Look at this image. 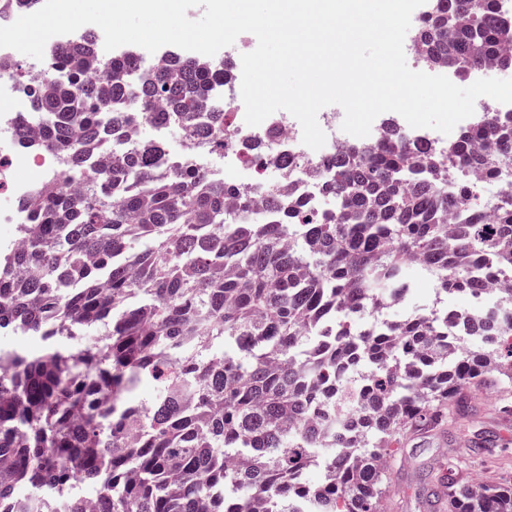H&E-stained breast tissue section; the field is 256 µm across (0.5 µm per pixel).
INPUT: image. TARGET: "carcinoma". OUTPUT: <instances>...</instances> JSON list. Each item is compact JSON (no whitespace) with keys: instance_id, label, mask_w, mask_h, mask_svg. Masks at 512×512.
I'll list each match as a JSON object with an SVG mask.
<instances>
[{"instance_id":"cac0c4a2","label":"carcinoma","mask_w":512,"mask_h":512,"mask_svg":"<svg viewBox=\"0 0 512 512\" xmlns=\"http://www.w3.org/2000/svg\"><path fill=\"white\" fill-rule=\"evenodd\" d=\"M424 59L467 75L512 67V15L498 0H432L414 36ZM140 56L107 62L85 30L51 54L57 77L28 88L32 141L87 178H54L23 202L20 251L0 249V503L14 512H87L73 474L112 512H381L387 458L404 433L461 415L470 389L502 390L512 414V291L470 314L475 350H448V311L365 330L419 266L468 296L512 275V196L493 205L448 190L443 150L393 122L373 149L326 161L333 207L286 194L240 224L251 200L207 173L170 166L134 125L224 134L214 90L230 67L169 53L136 80ZM512 162V123L492 116L448 144V162L494 179ZM148 380L156 395L133 398ZM112 395V417L99 399ZM310 467L324 472L307 484ZM30 495L19 499L15 488ZM448 512H512V487L437 481Z\"/></svg>"}]
</instances>
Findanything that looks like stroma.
<instances>
[{
    "mask_svg": "<svg viewBox=\"0 0 512 512\" xmlns=\"http://www.w3.org/2000/svg\"><path fill=\"white\" fill-rule=\"evenodd\" d=\"M412 290L405 302L384 312L391 321L428 312L436 290L419 270L409 269ZM475 415L459 418L449 426L410 436L400 448L383 500L385 512H433L429 503L431 481L446 472L449 462H467L463 481L479 478L512 482V420L504 421L497 394L476 390Z\"/></svg>",
    "mask_w": 512,
    "mask_h": 512,
    "instance_id": "35a3bbf8",
    "label": "stroma"
}]
</instances>
